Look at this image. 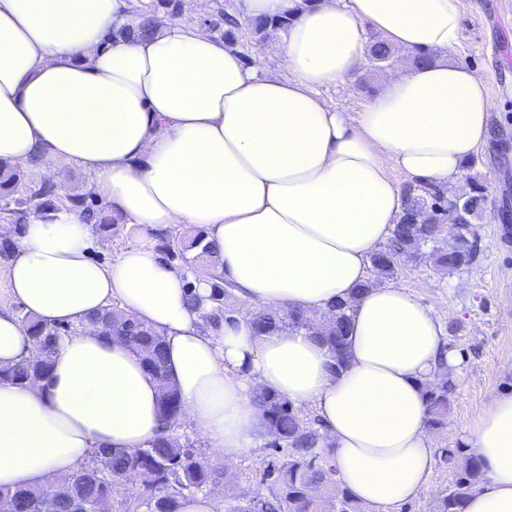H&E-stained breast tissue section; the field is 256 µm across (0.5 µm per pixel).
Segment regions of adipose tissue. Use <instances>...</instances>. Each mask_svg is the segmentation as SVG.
Instances as JSON below:
<instances>
[{
	"label": "adipose tissue",
	"instance_id": "adipose-tissue-1",
	"mask_svg": "<svg viewBox=\"0 0 512 512\" xmlns=\"http://www.w3.org/2000/svg\"><path fill=\"white\" fill-rule=\"evenodd\" d=\"M462 0H235L241 19L290 18L287 73L264 74L214 31L170 21L134 40L128 0H0V160L62 163L94 179L135 243L112 260L78 211L33 214L0 267V367L35 355L17 309L78 327L46 382H0V486L48 487L102 448L132 451L160 427L159 392H179L211 452L236 459L262 442L255 396L313 407L341 489L369 512L423 495L435 449L425 389L458 355L444 321L406 289L366 287L373 252L405 212L395 183L457 189L488 139L487 78L454 58ZM429 64L389 76L356 115L321 88L358 78L371 35ZM200 227L243 309L206 326L187 302L191 273L167 263L155 229ZM354 301L347 365L331 368L314 334H256V308L324 315ZM119 305L164 336L165 380L92 314ZM484 480L464 512H512V392L494 393L468 427Z\"/></svg>",
	"mask_w": 512,
	"mask_h": 512
}]
</instances>
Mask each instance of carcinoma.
<instances>
[{
    "label": "carcinoma",
    "mask_w": 512,
    "mask_h": 512,
    "mask_svg": "<svg viewBox=\"0 0 512 512\" xmlns=\"http://www.w3.org/2000/svg\"><path fill=\"white\" fill-rule=\"evenodd\" d=\"M207 21L212 30L221 33L231 44L237 35L247 32L256 41L265 40L271 33L287 30L286 19H250L240 22L230 16L224 4L218 3ZM159 23L154 11L138 16L134 26L127 24L122 33L128 37L144 35ZM368 60L374 70H383L394 64L393 53L382 39L375 38L369 45ZM470 195L463 202L454 203L436 185L424 188V193H407L406 212L392 231L387 244L371 257L372 277L364 287L382 284L396 276L398 262L405 256L427 254L439 269L452 272L470 267L478 256L477 234L474 224L482 218L489 203L487 187L476 177L469 180ZM58 195L55 186L47 181L28 185L23 172L0 161V218L21 228L36 211L56 208ZM97 234L115 229V222L107 214L105 205L96 199L95 192L74 200ZM453 215L459 226L455 241L446 249L439 246L442 224ZM157 240V249L167 262L178 260L190 269L197 280L212 281L209 295V320L218 325L231 322L234 316L226 308L231 292L224 288V276L203 264L211 257V246L204 233L186 234L176 228L151 231ZM352 304H336L330 313L326 330L316 332L317 316L301 311L258 309L251 312L257 333L266 334L289 326L316 332L327 346L332 367L339 371L346 364L345 335L352 317ZM21 325L29 342L38 346L39 356L22 359L15 365L0 368V381L20 387L45 381L53 363L58 340L74 335L77 329L46 321H38L19 312ZM91 322L105 336H121L141 356L144 365L158 377L164 376L166 344L164 338L147 325L124 316L118 309L108 307L94 314ZM457 389L456 379L443 372L425 391L428 427L438 431L447 425L448 411ZM161 427L147 447L132 452L102 449L91 456L78 470L56 486L59 496L58 512H102L100 503L114 498L120 486L128 480L139 486V494L124 499V512H179L180 500L205 494L215 481L216 468L200 451L198 441L181 421L182 402L172 386L164 384L160 393ZM266 420L267 445L279 458L267 463L262 470L266 494L235 497L224 502V512H323L315 492L329 489L338 498L336 512H360L357 502L336 486V471L317 452L321 440L317 420L302 415L285 397L270 391L256 395ZM440 461L453 474L451 485L442 495L438 512H463L467 498L483 480L479 462L472 456L459 464L461 448H440ZM42 491L32 488H0V512H42Z\"/></svg>",
    "instance_id": "carcinoma-1"
}]
</instances>
